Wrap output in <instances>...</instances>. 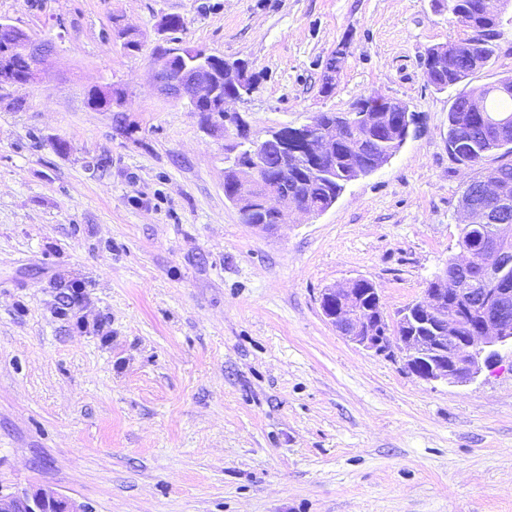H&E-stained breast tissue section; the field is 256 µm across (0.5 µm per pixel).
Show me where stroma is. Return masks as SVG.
Masks as SVG:
<instances>
[{"mask_svg":"<svg viewBox=\"0 0 512 512\" xmlns=\"http://www.w3.org/2000/svg\"><path fill=\"white\" fill-rule=\"evenodd\" d=\"M168 15L257 75L236 105L255 139L373 95L414 113L407 141L323 213L242 223L223 135L154 86ZM0 18L56 45L36 82L0 85L1 486L87 512H512V357L428 383L319 304L353 278L391 319L421 299L460 252L466 184L501 162L448 152L456 91L421 65L469 34L448 0H0ZM499 31L467 87L512 77V2ZM103 86L119 105L91 109ZM72 283L84 329L60 312Z\"/></svg>","mask_w":512,"mask_h":512,"instance_id":"1","label":"stroma"}]
</instances>
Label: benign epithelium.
<instances>
[{
	"label": "benign epithelium",
	"mask_w": 512,
	"mask_h": 512,
	"mask_svg": "<svg viewBox=\"0 0 512 512\" xmlns=\"http://www.w3.org/2000/svg\"><path fill=\"white\" fill-rule=\"evenodd\" d=\"M457 16L471 32L480 36L477 41H457L440 49L434 56L440 70L450 66L459 57L469 58L484 43L493 40L492 34L474 26L473 8L470 4L458 2ZM6 37L9 44L8 56L0 59V85H14L15 78L12 59L20 58L31 63L24 79L32 83L39 78L41 67L55 46L50 41H39L7 20L0 22V37ZM215 60L208 51L176 43L158 56L153 81L158 91L174 100L185 101L190 105L204 106L219 93V83L227 85L229 94L221 102L222 109L227 104L242 98L238 88L248 78L246 66L241 62L226 61L212 68ZM377 118L368 113L353 115L342 113L332 122L319 117L295 128L283 126L260 142L249 141V131L244 119L238 125L224 131V138L231 141L232 152H237L242 143H251L253 158L240 162L234 167L233 175L241 188L261 186L273 204L278 223H285V212L292 208L301 213H313L291 195L278 190L277 185L263 181L267 169L264 158L266 147L274 145L278 152L277 170L287 171L304 160L314 176H326L330 172L329 161L343 141L345 128L359 124L370 128ZM509 203L501 199L497 184L489 181L481 183L477 199L462 207L463 223L494 224L497 239L485 244L480 255L463 251L453 261L454 274L444 271L437 275L441 287L428 291L422 307L426 312L440 316L448 311V297H453L457 306L453 309V319L448 321V329L455 327V320L467 304L472 289L481 290L482 299L504 307L512 301V290L494 287L500 272L506 267L503 257L506 251L501 242L512 240V225L501 221V213ZM479 268L477 277L471 276V269ZM350 279L340 285L322 290L319 298L323 315L342 336L350 342L373 350H384V345L397 347L403 354L406 367L425 381L446 382L465 385L473 381L483 368H490L501 359V351L512 348V328L491 314L471 329L466 336H433L428 345L415 348L402 341L400 326L410 311L404 309L395 322H380L372 326L367 317L351 311L353 299ZM0 512H85L82 505L64 497L49 488H32L23 491H7L0 486Z\"/></svg>",
	"instance_id": "benign-epithelium-1"
}]
</instances>
